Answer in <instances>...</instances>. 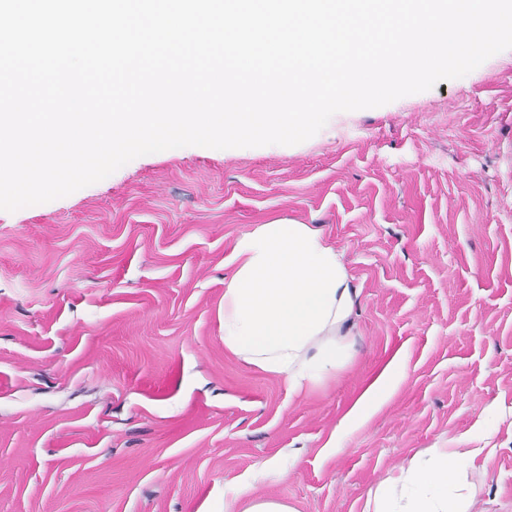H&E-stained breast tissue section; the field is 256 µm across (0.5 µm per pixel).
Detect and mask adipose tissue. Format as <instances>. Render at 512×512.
Listing matches in <instances>:
<instances>
[{
	"mask_svg": "<svg viewBox=\"0 0 512 512\" xmlns=\"http://www.w3.org/2000/svg\"><path fill=\"white\" fill-rule=\"evenodd\" d=\"M224 283V346L282 380L289 393L324 385L349 359L358 288L341 253L310 225L278 219L239 237ZM386 367L356 400L343 426L366 421L396 392ZM477 448H431L369 492L364 512H472L466 478ZM250 481L224 490V512H296L280 499L249 497Z\"/></svg>",
	"mask_w": 512,
	"mask_h": 512,
	"instance_id": "1",
	"label": "adipose tissue"
}]
</instances>
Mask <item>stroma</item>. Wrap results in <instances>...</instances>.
Segmentation results:
<instances>
[{
  "mask_svg": "<svg viewBox=\"0 0 512 512\" xmlns=\"http://www.w3.org/2000/svg\"><path fill=\"white\" fill-rule=\"evenodd\" d=\"M285 217L360 290L349 363L298 395L224 347L233 245ZM396 358L397 393L327 451ZM452 436L492 451L474 512H512V49L297 145L169 149L0 211V512H224L247 473L363 512Z\"/></svg>",
  "mask_w": 512,
  "mask_h": 512,
  "instance_id": "obj_1",
  "label": "stroma"
}]
</instances>
